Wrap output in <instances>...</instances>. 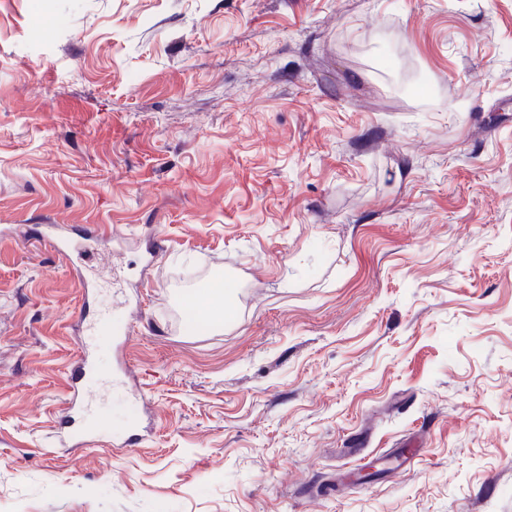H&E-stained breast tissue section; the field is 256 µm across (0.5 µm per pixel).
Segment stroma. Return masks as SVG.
Instances as JSON below:
<instances>
[{
  "label": "stroma",
  "instance_id": "stroma-1",
  "mask_svg": "<svg viewBox=\"0 0 512 512\" xmlns=\"http://www.w3.org/2000/svg\"><path fill=\"white\" fill-rule=\"evenodd\" d=\"M1 225L0 512H512V0H0ZM61 224H42L39 230V237L56 246L60 255L64 256L68 252L69 244L72 241L71 233ZM235 288H225L220 291L221 298L215 299V295L209 288H193L189 290L183 298L184 307L197 317H201L202 313L209 315V322L213 326H223L224 312L226 309L224 303L234 298ZM94 352L88 342L82 341L79 359L70 369L69 397L60 419L58 431L61 444L74 443L78 446L85 443L81 440L85 418L90 406L96 402L93 395L84 392L87 376L94 367Z\"/></svg>",
  "mask_w": 512,
  "mask_h": 512
}]
</instances>
